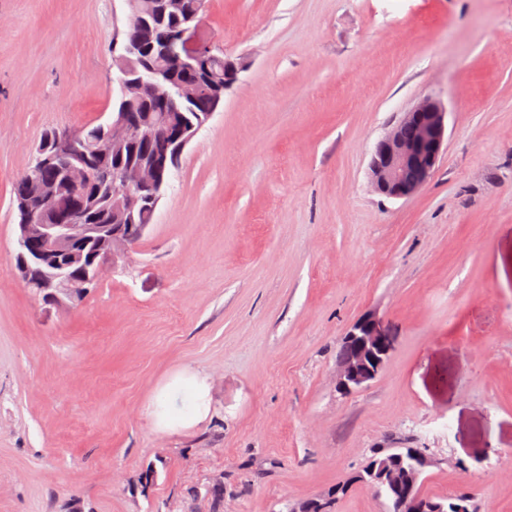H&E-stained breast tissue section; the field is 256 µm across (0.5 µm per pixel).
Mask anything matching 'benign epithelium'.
Returning <instances> with one entry per match:
<instances>
[{"label":"benign epithelium","instance_id":"obj_1","mask_svg":"<svg viewBox=\"0 0 512 512\" xmlns=\"http://www.w3.org/2000/svg\"><path fill=\"white\" fill-rule=\"evenodd\" d=\"M196 22H190L177 30L164 52L184 64L197 61L201 48L187 47L184 36ZM447 112L442 104L432 97H426L407 112L402 120L392 127L376 144L370 160V175L374 190L388 198L406 199L415 194L433 175L443 151L447 147ZM411 124L416 128V139L408 142L403 139L401 129ZM108 144H119L139 135L140 125L131 114L121 109L112 113V120L106 124ZM192 125L180 127L174 134L172 161H177L186 147L198 133ZM77 136L63 131L48 142L41 150V163L56 167L74 154ZM167 166V160H155L150 170L157 172ZM416 171L413 180L403 177L406 168ZM148 170V171H150ZM143 168H127L122 176L114 178L108 193V200L115 208L130 209L140 197L158 205L161 196L154 193V182ZM66 180L77 190L86 187L92 180L90 169L73 163L65 169ZM51 213L44 207V200L27 201L21 209V222L18 224L17 241L34 239L39 249L30 256L19 255L16 269L25 282L44 269L54 268L62 256L76 258L71 252V243L91 236L94 229L88 224H80L70 217L53 218L47 223ZM135 238L129 234L112 230L103 236L90 262L93 263V276L81 280L54 275L43 278L44 299L56 305L72 307L83 296L88 284L100 279L109 267L117 266L125 259ZM396 337L385 328L379 317L366 314L358 319L342 338L336 357V389L348 394L366 387L375 380L390 360L395 348ZM403 512H426L425 503L414 492V484L399 491Z\"/></svg>","mask_w":512,"mask_h":512}]
</instances>
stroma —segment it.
Masks as SVG:
<instances>
[{
    "mask_svg": "<svg viewBox=\"0 0 512 512\" xmlns=\"http://www.w3.org/2000/svg\"><path fill=\"white\" fill-rule=\"evenodd\" d=\"M126 0H0V512H385L371 448L436 459L421 491L512 512V0H208L188 44L238 68L128 258L79 304L15 269L13 187L43 133L105 123ZM448 146L414 195L371 184L420 99ZM397 342L334 382L365 314ZM210 412L158 429L177 371ZM336 357V389L352 393L375 380L390 360L396 337L375 314L358 319L342 338Z\"/></svg>",
    "mask_w": 512,
    "mask_h": 512,
    "instance_id": "stroma-1",
    "label": "stroma"
}]
</instances>
